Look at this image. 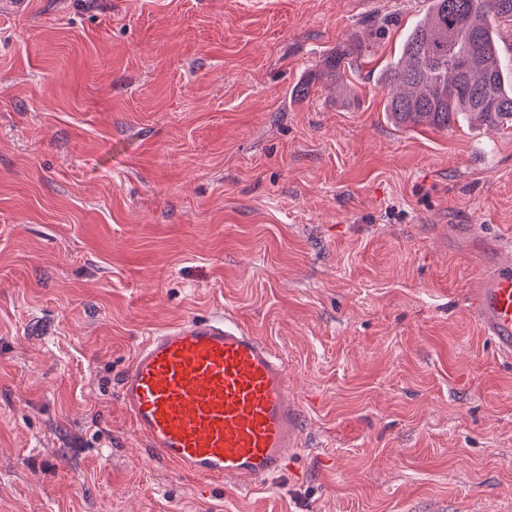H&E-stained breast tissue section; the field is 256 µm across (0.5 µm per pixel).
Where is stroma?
Segmentation results:
<instances>
[{"mask_svg": "<svg viewBox=\"0 0 512 512\" xmlns=\"http://www.w3.org/2000/svg\"><path fill=\"white\" fill-rule=\"evenodd\" d=\"M425 0H28L0 14V512H512V131L405 128ZM370 45L345 92L318 81ZM273 344L306 448L206 496L135 436L144 336L218 308ZM369 52V45L363 46L357 43H342L336 45V49L329 56L325 72L320 75V78H325L336 84L344 83L347 80V72H351V59L354 55H365ZM481 334L503 356L512 357V267L489 263L479 269L467 296Z\"/></svg>", "mask_w": 512, "mask_h": 512, "instance_id": "1", "label": "stroma"}]
</instances>
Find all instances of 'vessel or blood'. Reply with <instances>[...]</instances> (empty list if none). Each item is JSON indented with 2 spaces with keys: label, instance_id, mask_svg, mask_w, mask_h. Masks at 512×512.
Here are the masks:
<instances>
[{
  "label": "vessel or blood",
  "instance_id": "obj_1",
  "mask_svg": "<svg viewBox=\"0 0 512 512\" xmlns=\"http://www.w3.org/2000/svg\"><path fill=\"white\" fill-rule=\"evenodd\" d=\"M467 305L481 334L511 358L512 267L479 269ZM119 397L153 457L203 485L265 481L304 445L305 414L284 358L226 309L145 336Z\"/></svg>",
  "mask_w": 512,
  "mask_h": 512
}]
</instances>
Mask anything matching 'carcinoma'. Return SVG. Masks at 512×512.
<instances>
[{"mask_svg": "<svg viewBox=\"0 0 512 512\" xmlns=\"http://www.w3.org/2000/svg\"><path fill=\"white\" fill-rule=\"evenodd\" d=\"M425 17L384 73L387 107L405 127L447 128L463 117L476 125L512 129V58L495 26L512 23V0H427ZM369 47L342 43L321 77L347 80L351 59Z\"/></svg>", "mask_w": 512, "mask_h": 512, "instance_id": "carcinoma-1", "label": "carcinoma"}]
</instances>
